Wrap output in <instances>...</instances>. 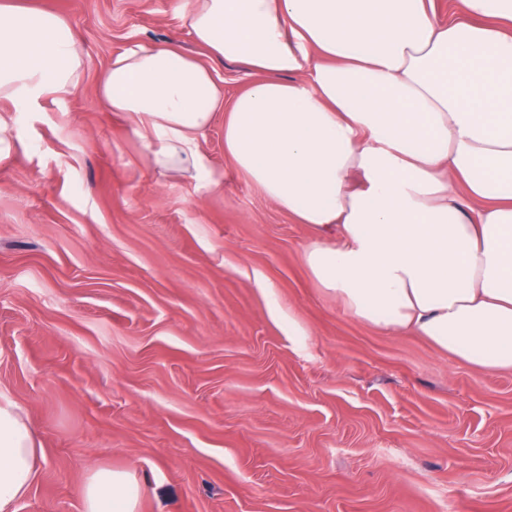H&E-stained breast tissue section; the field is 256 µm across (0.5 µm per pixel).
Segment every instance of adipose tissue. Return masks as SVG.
Returning <instances> with one entry per match:
<instances>
[{"label": "adipose tissue", "instance_id": "1", "mask_svg": "<svg viewBox=\"0 0 512 512\" xmlns=\"http://www.w3.org/2000/svg\"><path fill=\"white\" fill-rule=\"evenodd\" d=\"M178 0L211 57L253 70L232 104L178 43L133 45L99 80L161 172L221 189L200 140L224 112V152L315 233L303 262L351 316L416 334L449 359L512 367V0ZM86 52L60 14L0 0V100L76 89ZM35 436L0 403V512L31 488ZM84 512H137L126 471H92Z\"/></svg>", "mask_w": 512, "mask_h": 512}]
</instances>
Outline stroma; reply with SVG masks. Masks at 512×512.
Returning a JSON list of instances; mask_svg holds the SVG:
<instances>
[{
    "label": "stroma",
    "instance_id": "35a3bbf8",
    "mask_svg": "<svg viewBox=\"0 0 512 512\" xmlns=\"http://www.w3.org/2000/svg\"><path fill=\"white\" fill-rule=\"evenodd\" d=\"M88 54L77 90L0 114V402L43 457L17 512H83L96 467L138 512H512V370L388 336L318 288L312 238L201 139L224 186L159 177L98 78L174 39L173 0H25Z\"/></svg>",
    "mask_w": 512,
    "mask_h": 512
}]
</instances>
